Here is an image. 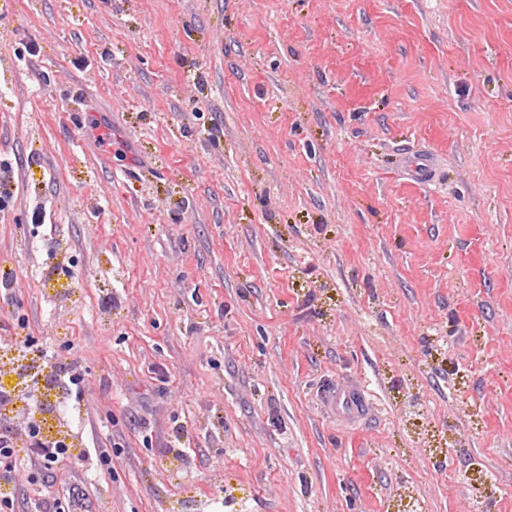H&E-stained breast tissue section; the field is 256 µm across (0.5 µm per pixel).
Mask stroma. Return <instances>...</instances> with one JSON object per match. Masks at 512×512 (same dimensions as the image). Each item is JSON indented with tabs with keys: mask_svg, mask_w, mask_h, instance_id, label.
Wrapping results in <instances>:
<instances>
[{
	"mask_svg": "<svg viewBox=\"0 0 512 512\" xmlns=\"http://www.w3.org/2000/svg\"><path fill=\"white\" fill-rule=\"evenodd\" d=\"M0 175L14 512H512V0H0ZM11 351H2L0 355V389L6 393H0V406H6L1 409V415L6 409L19 417H29L30 413L34 410V405L29 400L17 393V386L23 384L26 379L33 376L38 378L47 379L50 375L51 369L45 359H41L38 355L33 354H20L14 356ZM9 366V367H7ZM5 376H14L16 380L21 379L18 383L9 387L4 384L3 378ZM14 395L13 401L10 403L11 398L9 394ZM10 403V404H9ZM9 404V405H8ZM30 466L45 473H52L57 466L69 457L70 448L65 439H48L37 432L30 436L27 444L19 448L17 442L8 435L0 436V506L13 503L12 497L20 473V454Z\"/></svg>",
	"mask_w": 512,
	"mask_h": 512,
	"instance_id": "1",
	"label": "stroma"
}]
</instances>
